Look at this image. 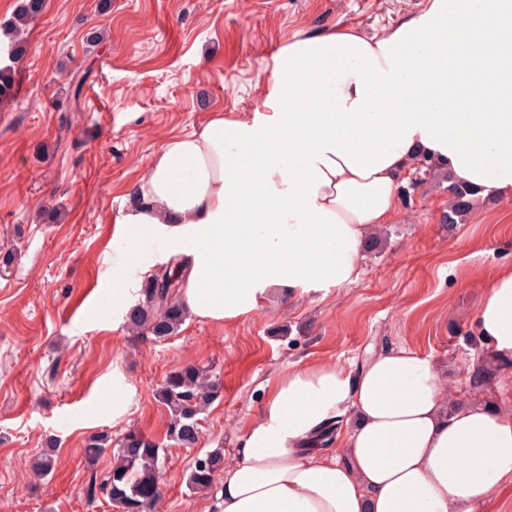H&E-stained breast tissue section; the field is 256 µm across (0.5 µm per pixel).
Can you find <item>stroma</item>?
Segmentation results:
<instances>
[{
	"instance_id": "obj_1",
	"label": "stroma",
	"mask_w": 512,
	"mask_h": 512,
	"mask_svg": "<svg viewBox=\"0 0 512 512\" xmlns=\"http://www.w3.org/2000/svg\"><path fill=\"white\" fill-rule=\"evenodd\" d=\"M422 0H44L18 64L16 95L0 100V512H117L88 497L112 466L87 460V438L135 427L164 440L155 398L187 364L211 368L220 394L193 448H165L155 512H213V492L186 485L195 457L232 459L278 374L298 363L355 369L368 350L397 345L430 357L450 388L472 385L484 349L473 318L485 279L512 266V196L441 221L448 193L429 181L400 200L357 280L285 297L224 325L187 318L161 341L137 336L113 295L161 265L151 240L129 249L114 219L162 144L211 113L251 111L282 44L342 25L375 34ZM82 84L81 96L72 88ZM132 388L113 418V374ZM58 462L31 480L34 457Z\"/></svg>"
}]
</instances>
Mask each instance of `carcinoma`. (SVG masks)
I'll list each match as a JSON object with an SVG mask.
<instances>
[{
	"mask_svg": "<svg viewBox=\"0 0 512 512\" xmlns=\"http://www.w3.org/2000/svg\"><path fill=\"white\" fill-rule=\"evenodd\" d=\"M42 7L43 0H24L13 19L0 26V53L6 51L9 58L20 60L26 51V28ZM15 90L16 65L0 63V99L13 95ZM416 173L420 177L411 182L413 188L426 177L440 182L448 180L426 159L417 162ZM448 195V210L443 213L441 222L456 224L473 209L475 191L450 184ZM179 288L181 275L176 267L165 265L151 274L142 288L144 300L128 312L129 330L137 335L146 333L157 340L175 335L186 319V310L178 298ZM218 393L219 382L205 367L190 364L170 372L156 390L157 400L169 413L166 439L179 446L195 445L201 434L200 415ZM112 447L115 448L112 467L102 488L116 504L118 512H154L163 469L161 443L134 429L114 442L112 434L102 431L88 438L84 453L88 459L95 460ZM54 467V450L47 448L37 457L34 472L43 479ZM223 467L224 452L220 449L196 457L188 474L189 490H209Z\"/></svg>",
	"mask_w": 512,
	"mask_h": 512,
	"instance_id": "carcinoma-1",
	"label": "carcinoma"
}]
</instances>
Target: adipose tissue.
<instances>
[{
  "label": "adipose tissue",
  "instance_id": "1",
  "mask_svg": "<svg viewBox=\"0 0 512 512\" xmlns=\"http://www.w3.org/2000/svg\"><path fill=\"white\" fill-rule=\"evenodd\" d=\"M265 80L252 112L166 141L120 219L183 267L196 319L352 283L420 156L478 196L512 193V0H425L379 35L295 36ZM474 321L511 366L512 266ZM219 476L215 512H474L512 479V410L450 389L405 345L354 371L305 364L276 379Z\"/></svg>",
  "mask_w": 512,
  "mask_h": 512
}]
</instances>
